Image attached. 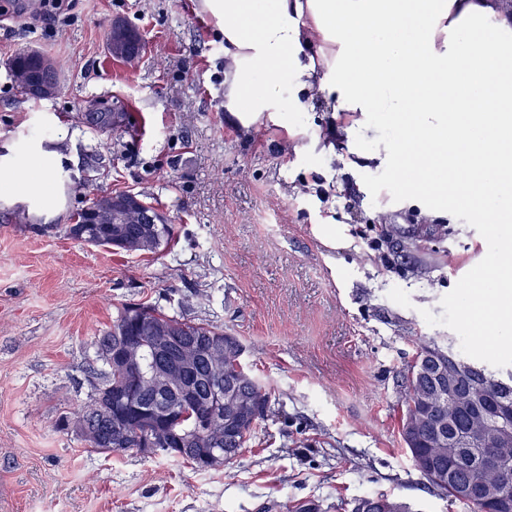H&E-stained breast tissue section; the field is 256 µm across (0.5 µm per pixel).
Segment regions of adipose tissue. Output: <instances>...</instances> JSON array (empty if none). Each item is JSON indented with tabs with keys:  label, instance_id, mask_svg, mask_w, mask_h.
I'll list each match as a JSON object with an SVG mask.
<instances>
[{
	"label": "adipose tissue",
	"instance_id": "1",
	"mask_svg": "<svg viewBox=\"0 0 512 512\" xmlns=\"http://www.w3.org/2000/svg\"><path fill=\"white\" fill-rule=\"evenodd\" d=\"M224 36V110L270 121L302 150L296 115L330 105L335 136L371 126L402 143L375 153L398 191L440 218L512 223V10L503 0H199ZM65 153L0 141V208L46 224L64 213Z\"/></svg>",
	"mask_w": 512,
	"mask_h": 512
}]
</instances>
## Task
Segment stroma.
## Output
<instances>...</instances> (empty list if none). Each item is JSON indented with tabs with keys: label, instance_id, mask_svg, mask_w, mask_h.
I'll use <instances>...</instances> for the list:
<instances>
[{
	"label": "stroma",
	"instance_id": "1",
	"mask_svg": "<svg viewBox=\"0 0 512 512\" xmlns=\"http://www.w3.org/2000/svg\"><path fill=\"white\" fill-rule=\"evenodd\" d=\"M71 20L30 30L39 0L0 16V140L45 130L78 179L53 229L0 209V512H352L369 495L413 512H468L432 493L400 437L397 385L417 340L459 344L497 314L474 280L494 265L497 228L400 202L390 173L348 148L294 151L269 121L224 110V42L197 0H71ZM121 17L144 35L137 63L105 50ZM51 56L59 94L23 96L22 49ZM127 115L82 122L90 99ZM141 193L175 227L167 249L116 254L69 238L93 195ZM433 229L423 247L414 242ZM147 301L238 336L274 416L229 465L85 447L58 420L92 392L93 341L118 307Z\"/></svg>",
	"mask_w": 512,
	"mask_h": 512
}]
</instances>
